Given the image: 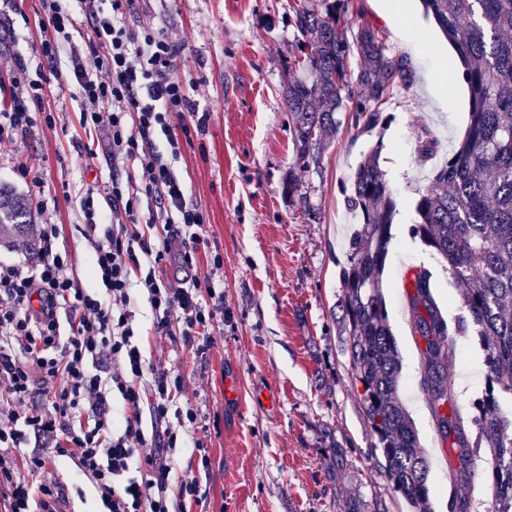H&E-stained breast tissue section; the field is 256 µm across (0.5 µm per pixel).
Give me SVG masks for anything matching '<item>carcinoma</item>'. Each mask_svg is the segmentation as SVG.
Masks as SVG:
<instances>
[{
  "label": "carcinoma",
  "instance_id": "carcinoma-1",
  "mask_svg": "<svg viewBox=\"0 0 512 512\" xmlns=\"http://www.w3.org/2000/svg\"><path fill=\"white\" fill-rule=\"evenodd\" d=\"M298 0L288 25L296 37L288 45L282 95L291 122L295 165L308 172L320 167L323 136L348 114L353 126L383 122L382 106L405 81L407 59L391 53L378 31L350 14L351 0ZM455 48L458 64H448V81L470 92V123L456 149L418 192L411 226L466 286L464 315L448 323L432 291V274H416L408 306L414 332L426 342L422 367L433 408L448 403L453 384L449 337L475 333L486 351L485 391L473 402V415L435 412L442 431L452 429L468 480L472 458L484 453L491 512H512V0H421ZM357 58V70L349 68ZM350 206L358 227L341 274L344 332L352 374L395 493L413 512H432L428 462L403 405L399 353L387 322L383 270L392 241L398 202L379 164V149L369 152L352 175ZM25 207L0 190V231L22 233ZM476 428L469 436V426Z\"/></svg>",
  "mask_w": 512,
  "mask_h": 512
}]
</instances>
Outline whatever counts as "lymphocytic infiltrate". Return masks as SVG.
Listing matches in <instances>:
<instances>
[{"label": "lymphocytic infiltrate", "instance_id": "1", "mask_svg": "<svg viewBox=\"0 0 512 512\" xmlns=\"http://www.w3.org/2000/svg\"><path fill=\"white\" fill-rule=\"evenodd\" d=\"M46 18L42 56L56 63L68 50L64 82L82 100L80 127L87 137L105 135L113 167L129 166L134 180L113 179L112 230L96 240L93 194L80 201L83 235L93 240L94 271L108 292L99 298L63 270L71 259L57 247L60 227H36L37 253L25 264H0V506L5 512H58L62 488L46 480L56 457H67L88 479L106 512H186L202 501L196 477L171 484L174 456L198 413L187 402L188 383L174 369L147 365L134 329L130 285L138 283L155 316V331L203 356L215 345L212 327L224 315V290L216 275L224 257L209 249L206 214L187 200L173 158L192 133L205 130L178 75L177 45L161 32L129 29L125 16L137 0H112L111 12L88 6L91 34L74 39L70 0H40ZM42 82L29 83L0 113V150L33 125L31 103L41 102ZM168 148L160 150L157 136ZM156 201L141 234L142 199ZM147 255L141 266L139 255ZM177 261L184 281L161 270ZM70 332L61 335V322ZM24 358H16L15 348ZM124 404L115 422L112 394ZM151 430H144V422ZM35 439L27 447V439ZM137 477H129L130 468ZM26 470L29 481L19 480Z\"/></svg>", "mask_w": 512, "mask_h": 512}]
</instances>
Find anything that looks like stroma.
<instances>
[{
  "instance_id": "obj_1",
  "label": "stroma",
  "mask_w": 512,
  "mask_h": 512,
  "mask_svg": "<svg viewBox=\"0 0 512 512\" xmlns=\"http://www.w3.org/2000/svg\"><path fill=\"white\" fill-rule=\"evenodd\" d=\"M391 0H353L354 13L382 36L390 52L406 57L411 73L391 94L385 121L376 127L340 126L325 136L319 169L299 173L315 218L288 199V173L295 152L282 97L285 59L294 33L291 0H142L127 15L131 27L151 26L180 45L178 74L210 119L206 134L182 144L175 166L188 197L206 214L205 236L224 256V323L208 359L186 347L172 349L154 333V315L140 286L131 290L139 342L147 362H166L189 381L200 413L196 437H185L172 481L197 476L205 498L189 512H338L359 501L361 512H409L394 493L385 461L352 376L343 333L340 273L355 222L348 199L351 176L363 156L380 150V166L398 199L392 244L383 273L388 320L401 361L402 401L419 435L428 464L434 512H450L454 496L447 455L440 450L431 395L422 384L425 342L413 334L406 310V267L431 271L447 319L463 313L462 289L447 264L410 233L413 206L462 138L469 123L465 84L443 73L455 51L420 0H411L402 25L389 18ZM43 14L39 0H0V107L8 106L14 78L49 76L40 52ZM457 105L448 108L445 97ZM81 101L72 84L52 85L38 109L51 112L58 136L35 127L0 155V187L31 210L35 224L61 225L59 247L69 251L67 276L100 293L92 273L94 246L80 231L78 200L93 192L108 231L112 163L103 142L90 150L72 147L81 129ZM434 152L421 158L422 137ZM98 159H88V151ZM41 159L42 187L17 174L23 158ZM48 201L34 207L35 196ZM456 358L448 365L453 407L467 412L485 388V352L477 336L452 337ZM209 448L201 464L195 440ZM66 490L62 512H101L92 487L73 463L60 458L49 474Z\"/></svg>"
}]
</instances>
